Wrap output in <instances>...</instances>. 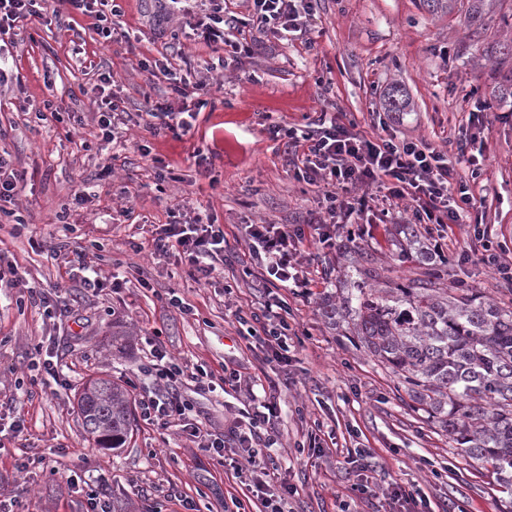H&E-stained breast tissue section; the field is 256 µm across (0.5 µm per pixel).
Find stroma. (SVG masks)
I'll return each instance as SVG.
<instances>
[{
    "mask_svg": "<svg viewBox=\"0 0 512 512\" xmlns=\"http://www.w3.org/2000/svg\"><path fill=\"white\" fill-rule=\"evenodd\" d=\"M124 10L125 28L140 31V41L102 38L94 18L68 6L61 20L25 22L0 88V156L23 175L15 204L0 213V417L20 416L27 426L22 436L0 438V500L10 512H87L92 495L105 503L120 497L132 512H220L224 501L246 497L231 467L139 413L124 448H97L83 433L77 402L93 378L127 386L140 402L153 388L141 368L155 343L183 367L239 370L261 392L266 351L261 341L245 344L247 328L234 316L257 310L268 294L248 273L245 227L307 224L322 199L319 188L289 173L271 127L305 125L327 111L368 136L387 131L431 144L473 189L477 226L493 245L512 249V97L490 96L512 59L476 65L512 22V0H496L478 29L465 11L436 19L419 0H320L315 27L290 43L247 27L253 55L227 66L189 134L156 137L136 127L115 156L83 94L97 84V70L120 77L116 93L135 114L169 95L166 81L138 70L139 60L163 54L201 72L213 56L204 44L159 35L156 0H126ZM394 83L409 104L390 115L381 99ZM478 98L490 110L475 178L461 159V130ZM82 186L90 195L81 202ZM187 197L224 226V272L207 284L176 257L153 253L158 225L192 218L182 206ZM408 221L398 207L382 224H338L331 229L337 248L303 253L315 286L288 298L293 335L288 363L277 370L273 443L264 451L275 483L294 491L292 512H393L396 484L416 490L430 512L512 507L480 466L408 407L382 365L320 317L342 259L362 252L386 281L413 276L391 234ZM474 227L431 242L441 247L448 286L493 295L501 283L491 269L456 260ZM91 266L102 283L95 292L84 285ZM49 359L66 386L45 373ZM178 391L193 408L190 421L218 432L237 404L234 394L190 382ZM353 448L370 450L363 467L345 464ZM364 484L370 492H361Z\"/></svg>",
    "mask_w": 512,
    "mask_h": 512,
    "instance_id": "35a3bbf8",
    "label": "stroma"
}]
</instances>
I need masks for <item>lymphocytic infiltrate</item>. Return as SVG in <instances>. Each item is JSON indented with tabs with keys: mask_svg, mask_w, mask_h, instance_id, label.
Returning a JSON list of instances; mask_svg holds the SVG:
<instances>
[{
	"mask_svg": "<svg viewBox=\"0 0 512 512\" xmlns=\"http://www.w3.org/2000/svg\"><path fill=\"white\" fill-rule=\"evenodd\" d=\"M163 21L182 17L187 21L195 40L211 48L221 49L216 62L208 71L224 69L227 58L250 56L252 48L245 37L247 25L265 29L273 37L292 41L309 30L317 13L318 0H245L247 18L227 14L224 0H157ZM67 4L81 13L93 15L102 37H111L116 20L124 14L120 0H0V86L8 81L6 65L11 54L5 38L17 24L37 17L46 18ZM139 69L151 70L154 77L167 81L171 100L156 103L147 111L153 135L166 133L180 136L191 130L210 91L207 78L198 77L191 69H176L163 61L139 62ZM97 123L102 138L113 150L124 149L123 130L130 115L120 97L112 95L95 101ZM274 139L282 141L288 167L294 177L309 185L320 187L322 203L316 218L320 224H341L376 212L380 204L405 206L414 223L433 224L447 229L451 224L467 223L475 198L466 185H455L453 170L444 152L408 137L391 133L366 137L353 126L340 123L335 115L321 113L316 121L305 126L274 127ZM363 195H355L356 187ZM321 248H333L329 235L307 238L301 226L288 224H251L247 227L246 243L254 263L252 274L264 287L276 289L277 294L262 305L251 318L261 325L267 337L269 368L287 362L288 302L280 296L283 288H305L309 282L301 272L299 255L304 243ZM224 227L215 223L212 215L196 212L191 222L163 225L154 240V252L162 257L177 256L188 265L197 279H212L224 260ZM155 378L161 386L142 403L145 416L168 424L182 425L187 403L175 390L181 376H188L198 389L215 391L228 385L240 387V374L215 375L197 369L184 374L162 347L151 350ZM277 414V396L269 391L260 406L239 410L227 434H214L200 424L188 427L190 437L202 447L224 460L244 459L251 468L252 482L261 493L263 512H286L285 506L292 490L288 485L271 489L269 471L262 459L256 457L253 446L263 439V427Z\"/></svg>",
	"mask_w": 512,
	"mask_h": 512,
	"instance_id": "obj_1",
	"label": "lymphocytic infiltrate"
}]
</instances>
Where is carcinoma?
I'll return each mask as SVG.
<instances>
[{
  "mask_svg": "<svg viewBox=\"0 0 512 512\" xmlns=\"http://www.w3.org/2000/svg\"><path fill=\"white\" fill-rule=\"evenodd\" d=\"M470 23L483 21L488 0H466ZM458 0H421L432 15ZM406 105L404 89L384 94L388 112ZM402 258L424 265L422 277L388 284L368 281L361 265L343 266L339 292L320 304L324 323L364 347L396 378L409 406L438 425L448 442L479 463L503 493H512V293L490 297L462 284L444 287L435 250L414 224ZM81 427L99 447L118 450L133 424L128 391L109 379L88 381L78 400Z\"/></svg>",
  "mask_w": 512,
  "mask_h": 512,
  "instance_id": "obj_1",
  "label": "carcinoma"
}]
</instances>
